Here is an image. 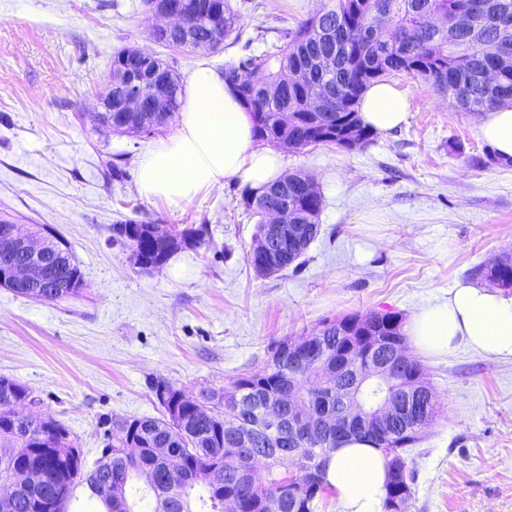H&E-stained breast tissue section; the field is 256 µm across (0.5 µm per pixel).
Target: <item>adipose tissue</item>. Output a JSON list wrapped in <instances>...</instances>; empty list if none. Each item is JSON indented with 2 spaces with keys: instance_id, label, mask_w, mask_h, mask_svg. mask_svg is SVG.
Wrapping results in <instances>:
<instances>
[{
  "instance_id": "ef3b65f1",
  "label": "adipose tissue",
  "mask_w": 512,
  "mask_h": 512,
  "mask_svg": "<svg viewBox=\"0 0 512 512\" xmlns=\"http://www.w3.org/2000/svg\"><path fill=\"white\" fill-rule=\"evenodd\" d=\"M176 131L148 150L136 167L137 191L145 199L179 203L204 191L222 190L230 180L249 192L281 178V153L260 145L248 112L216 65L203 61L179 96ZM365 124L386 133L409 117L407 94L388 82L370 86L359 104ZM477 132L502 155L512 157V105L487 112ZM417 351L448 355L466 346L483 355L512 359V296L490 285L456 282L447 298L425 307L405 325ZM324 478L343 512H382L387 459L366 442L334 450Z\"/></svg>"
}]
</instances>
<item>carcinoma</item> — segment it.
<instances>
[{"mask_svg":"<svg viewBox=\"0 0 512 512\" xmlns=\"http://www.w3.org/2000/svg\"><path fill=\"white\" fill-rule=\"evenodd\" d=\"M188 16L189 30L173 31L164 39L169 47L191 51L221 50L239 25V15L228 0H179ZM475 0H329L327 6L303 20L288 43L277 53L250 55L224 65V81L232 86L250 113L257 137L277 148L296 152L307 147L333 144L340 146L342 129H354L360 146L374 141L376 132L364 125L358 105L373 82L389 75L405 73L431 83L448 98V106L464 112H487L512 104V0H480L485 23L463 28L456 18L467 12ZM439 14L447 25L436 27L430 18ZM335 49L331 67L322 59ZM246 70L250 80L241 84L238 72ZM305 74L301 83H292L293 71ZM496 72L489 81L486 72ZM135 75L150 94L169 100L165 112L141 113L147 122L161 125L173 119L179 109V77L161 59L135 48H125L112 58V78L121 82ZM314 93L326 94L338 102V108L313 114L308 99ZM112 133H137L124 125L123 103L112 95ZM288 198L295 205L297 224L302 233L316 236L323 207L320 188L311 186L303 174L294 172L288 180L274 182L260 195L244 196L246 208L255 216ZM39 232L54 237L47 224L36 225ZM112 232L156 268L167 264L166 228L130 220L115 224ZM186 248L201 247L209 228L179 230ZM56 238V237H54ZM67 253L69 265L58 270L54 283L64 288H15L13 292L43 301H61L80 295L83 275L70 244L56 238ZM279 256L267 268V255L250 250L248 261L259 274L284 270L297 261ZM475 275L496 280L512 289V255L497 257L474 270ZM370 329L374 354H384L391 345L405 339L402 317L397 313H369L326 320L312 332L316 336L314 359L304 370L293 366L288 356L290 339L273 341L263 367L238 375L224 385L223 393L208 388L199 392L196 405L176 399L173 386L160 383L156 395L163 417L140 419L123 417L127 437L141 448L139 460L123 455L124 444L116 442L101 448L100 457L84 471L82 452L69 439V433L52 417L34 420L22 427L13 418L11 405L23 402L29 388L7 377L0 378V483L18 480L17 492L8 512H66L75 489L87 485L88 500L99 501L107 512H156L157 493L168 494L167 512H224V499L233 498L240 512H266V503L279 498L280 512H314L317 502L333 494L324 481L322 469L329 454L352 439L370 442L389 457V478L383 512H394L395 500L408 501L412 473L407 470L403 453L421 440L422 428L405 411V387L420 370L416 361L404 367L401 379L390 390L399 400L400 415L390 425L375 432L369 428L342 434L326 433L303 438L288 431V422L271 426L265 419L268 408L288 409V390L304 399L310 412L320 416L336 411V385L343 382L333 373L338 358L354 373L363 368L368 356L346 345V333L358 325ZM179 410L181 429H167L172 409ZM301 442L304 460L288 461V440ZM154 448H177L180 454L170 462H158ZM268 470L263 483L244 476L245 453ZM314 472L317 482H298L280 471L286 463ZM154 471V482L142 480L138 468ZM193 473L194 481L185 485L181 470ZM44 473L53 483L31 482L27 476Z\"/></svg>","mask_w":512,"mask_h":512,"instance_id":"cac0c4a2","label":"carcinoma"}]
</instances>
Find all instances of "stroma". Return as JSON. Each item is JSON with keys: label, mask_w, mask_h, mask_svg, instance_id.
Listing matches in <instances>:
<instances>
[{"label": "stroma", "mask_w": 512, "mask_h": 512, "mask_svg": "<svg viewBox=\"0 0 512 512\" xmlns=\"http://www.w3.org/2000/svg\"><path fill=\"white\" fill-rule=\"evenodd\" d=\"M238 38L214 61L274 52L327 0H229ZM142 0H0V217L50 225L86 284L59 302L0 287V376L27 386L31 413L53 417L94 460L107 418H157L153 386L192 395L257 369L272 341L324 320L403 318L447 296L472 269L512 254V163L490 161L476 116L449 109L431 83L392 76L406 124L350 151L285 154L315 177L319 233L297 266L261 277L248 262L256 220L237 184L174 205L141 197L140 157L171 133L104 135L93 115L112 57L134 46L188 80L204 54L155 41ZM123 171L113 178L109 164ZM132 219L207 225L199 249L138 269L112 226ZM438 414L404 458L406 512H512V360L462 348L420 356Z\"/></svg>", "instance_id": "stroma-1"}]
</instances>
